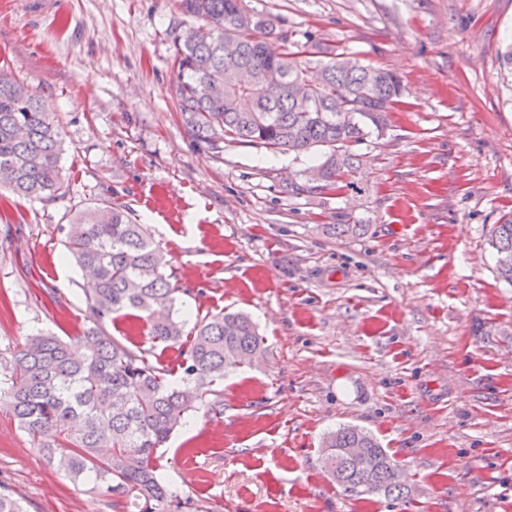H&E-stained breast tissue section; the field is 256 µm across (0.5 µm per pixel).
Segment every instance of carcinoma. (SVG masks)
Returning <instances> with one entry per match:
<instances>
[{"label":"carcinoma","mask_w":512,"mask_h":512,"mask_svg":"<svg viewBox=\"0 0 512 512\" xmlns=\"http://www.w3.org/2000/svg\"><path fill=\"white\" fill-rule=\"evenodd\" d=\"M184 15L205 24L174 33L177 73L171 96L192 140L219 151L223 143L258 146L273 153L322 150L318 183L295 179L291 194L338 189L339 178L360 167L348 147L384 135L388 112L405 94L392 72L363 65L330 47L291 39L277 17L249 12L241 0H179ZM280 43L269 50L267 40ZM279 70L283 86L264 90L263 74ZM61 138L46 105L0 71V172L19 196L50 200L63 189L58 166ZM65 246L95 290L85 303L89 327L64 339L50 332L30 337L10 369V410L31 445L48 462L113 509L137 512H204L184 499L159 474L158 451L202 403L203 389L262 352L255 324L242 313H217L196 322L182 342L175 288L164 252L130 211L99 200L80 209ZM502 278L512 284V215L496 225L491 239ZM120 315L143 319L152 339L179 345L181 375L149 359L105 330ZM91 346L84 358L73 343ZM324 448H361L362 469L343 460L326 471L348 497L381 494L404 498L394 481L395 461L369 433L343 426L326 433Z\"/></svg>","instance_id":"cac0c4a2"}]
</instances>
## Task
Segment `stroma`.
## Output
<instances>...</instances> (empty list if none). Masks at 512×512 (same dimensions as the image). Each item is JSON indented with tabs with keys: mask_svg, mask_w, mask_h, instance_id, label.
I'll list each match as a JSON object with an SVG mask.
<instances>
[{
	"mask_svg": "<svg viewBox=\"0 0 512 512\" xmlns=\"http://www.w3.org/2000/svg\"><path fill=\"white\" fill-rule=\"evenodd\" d=\"M244 3L402 77L385 137L351 148L350 186L292 195L316 152L187 136L169 32L194 22L178 0H0V70L46 104L64 176L48 201L0 183V380L30 336L85 330L92 284L64 229L105 198L149 226L188 324L242 311L263 338L164 448L181 497L212 512H512V284L489 244L512 213V0ZM107 329L176 367L144 322ZM343 425L397 461L405 499L341 493L321 444ZM0 485L26 512H109L1 404Z\"/></svg>",
	"mask_w": 512,
	"mask_h": 512,
	"instance_id": "1",
	"label": "stroma"
}]
</instances>
